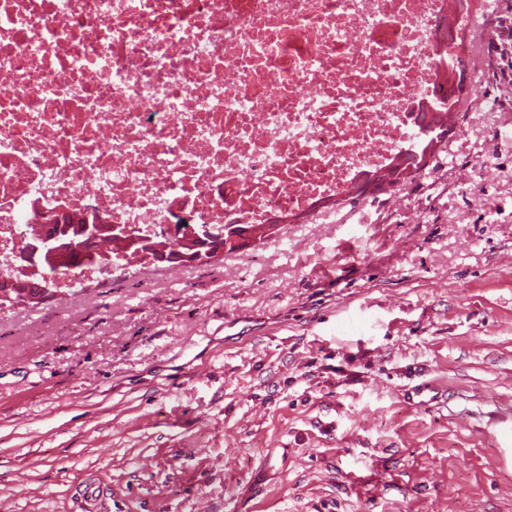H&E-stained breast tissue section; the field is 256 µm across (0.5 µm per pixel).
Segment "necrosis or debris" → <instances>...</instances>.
Instances as JSON below:
<instances>
[{
	"label": "necrosis or debris",
	"mask_w": 512,
	"mask_h": 512,
	"mask_svg": "<svg viewBox=\"0 0 512 512\" xmlns=\"http://www.w3.org/2000/svg\"><path fill=\"white\" fill-rule=\"evenodd\" d=\"M458 0H0V279L50 222L303 224L458 113Z\"/></svg>",
	"instance_id": "obj_1"
}]
</instances>
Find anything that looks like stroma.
Returning a JSON list of instances; mask_svg holds the SVG:
<instances>
[{
  "label": "stroma",
  "mask_w": 512,
  "mask_h": 512,
  "mask_svg": "<svg viewBox=\"0 0 512 512\" xmlns=\"http://www.w3.org/2000/svg\"><path fill=\"white\" fill-rule=\"evenodd\" d=\"M414 182L0 319V512H512V9Z\"/></svg>",
  "instance_id": "1"
}]
</instances>
